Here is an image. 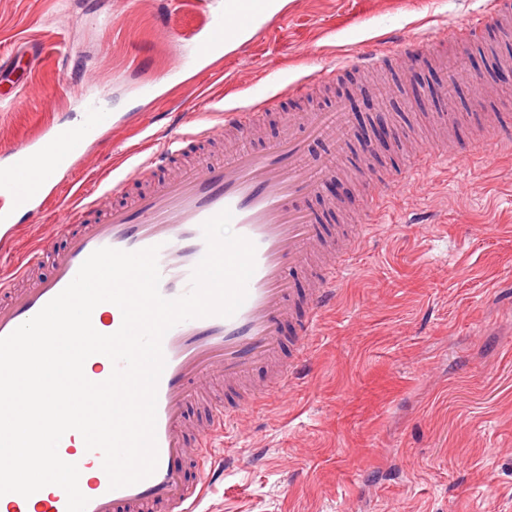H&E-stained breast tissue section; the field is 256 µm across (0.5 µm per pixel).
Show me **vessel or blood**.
Returning <instances> with one entry per match:
<instances>
[{
    "label": "vessel or blood",
    "instance_id": "b4317fda",
    "mask_svg": "<svg viewBox=\"0 0 512 512\" xmlns=\"http://www.w3.org/2000/svg\"><path fill=\"white\" fill-rule=\"evenodd\" d=\"M260 2L225 0V9L211 19L193 54L179 53V69L208 76L217 69L214 53L224 44L254 48L263 29L258 20ZM485 27L484 16L476 15L449 31L446 41L473 43ZM441 44L410 38L359 52L292 80L282 93L254 98L219 123L193 112L181 114L174 129L153 134L149 147L134 149L136 161L123 178L112 186L81 192L63 208V249L45 240L32 242L24 258L0 275V337H4L61 293L97 249L137 251L158 246L159 289L164 297L174 299L189 290L192 271L206 253L202 232L206 220L230 210L236 234L255 245L256 269L240 309L230 317L181 322L162 340L165 367L157 387L156 416L159 462L153 475L131 486L111 488L101 453L82 458L75 449V434L62 437L60 457L94 470L82 489L89 499L86 512H198L217 472L215 439L227 433L235 410L291 388L297 361L305 360L310 336L336 299L337 282L352 267L356 236L344 235L340 247L327 250V234L304 205L336 172L334 163L311 156L308 142L332 138L337 151H344L343 107L309 113L305 135L287 132L260 151L241 147L240 139L263 123L280 94L306 95L315 84L335 82L340 72L352 68L381 69L400 58L416 64L435 54ZM115 125L109 108L92 98L76 123L47 121L31 137L1 149L0 224H13L18 211L41 212L56 203L61 177L72 172L92 144ZM212 141L223 142L222 154L179 165L190 144ZM504 146L512 148V136L493 124L471 140L468 153L478 156ZM460 158L444 143H422L410 154L402 176L438 164L452 168ZM146 175L152 178L151 187L127 197L130 182ZM399 177L390 175L368 187L371 210L382 208ZM121 323V311L114 304L92 313V324L100 333H114ZM289 323L298 327L290 340L282 334ZM288 345L295 354L291 360L283 356ZM259 366L266 370L261 385L251 378ZM189 466L197 472L191 484L184 478ZM66 508V493L57 486L44 487L27 498L16 493L0 496V512H66Z\"/></svg>",
    "mask_w": 512,
    "mask_h": 512
}]
</instances>
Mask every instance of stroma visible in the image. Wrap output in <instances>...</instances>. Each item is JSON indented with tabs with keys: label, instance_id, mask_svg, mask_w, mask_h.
Instances as JSON below:
<instances>
[{
	"label": "stroma",
	"instance_id": "35a3bbf8",
	"mask_svg": "<svg viewBox=\"0 0 512 512\" xmlns=\"http://www.w3.org/2000/svg\"><path fill=\"white\" fill-rule=\"evenodd\" d=\"M168 32L192 45L222 0H171ZM485 0H398L332 30L347 0H288L272 18L263 63L229 50L200 84L173 82L156 103L139 86L166 73L172 45L156 0H0V149L56 118L76 121L99 93L124 123L64 180L62 200L121 163L139 124L205 105L247 106L265 88L310 74L361 43L435 39ZM512 43L453 50L439 61L355 72L310 97H284L250 149L302 130L311 109L345 100L349 133L336 183L310 206L322 224H361L366 241L337 287L288 394L262 401L224 439V479L207 512H512V154L427 169L377 216L366 181L402 171L416 143L472 137L480 118L512 123V89L491 81ZM378 87L371 96L370 87ZM456 121L447 130L432 109ZM387 118L400 138L363 155L361 133ZM344 194H337V185Z\"/></svg>",
	"mask_w": 512,
	"mask_h": 512
}]
</instances>
